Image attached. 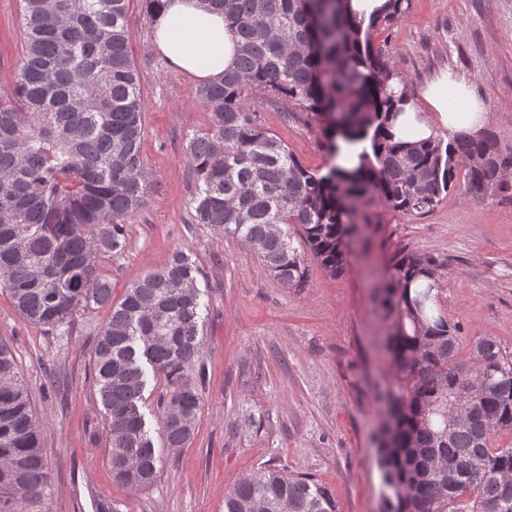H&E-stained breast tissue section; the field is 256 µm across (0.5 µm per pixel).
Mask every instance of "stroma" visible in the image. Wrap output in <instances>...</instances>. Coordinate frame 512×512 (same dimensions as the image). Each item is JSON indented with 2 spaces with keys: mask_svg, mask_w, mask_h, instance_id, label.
<instances>
[{
  "mask_svg": "<svg viewBox=\"0 0 512 512\" xmlns=\"http://www.w3.org/2000/svg\"><path fill=\"white\" fill-rule=\"evenodd\" d=\"M19 14L20 0H0V96L15 78ZM129 27L152 184L146 206L128 221L124 253L103 259L100 274L118 299L174 251L196 256L203 408L189 445L162 449L155 483L132 490L114 482L90 363L108 308L47 329L25 322L0 289V340L43 423L50 512H224L232 484L266 464L312 476L338 512H382L372 432L381 420L376 395L396 383L385 348L395 316L373 290L395 253L444 259L436 306L464 339L492 336L512 351V186L473 196L459 182L423 215L362 198L345 271L332 276L311 258L304 285L282 287L243 241L192 223L185 145L213 114L195 102V80L154 49L153 23L139 0ZM372 42L411 81L413 95L447 69L469 77L489 109L486 133L512 146V0H411L396 24L376 28ZM255 110L260 127L305 167H326L320 120L262 103Z\"/></svg>",
  "mask_w": 512,
  "mask_h": 512,
  "instance_id": "obj_1",
  "label": "stroma"
}]
</instances>
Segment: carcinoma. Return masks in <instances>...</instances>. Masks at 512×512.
Instances as JSON below:
<instances>
[{"label":"carcinoma","mask_w":512,"mask_h":512,"mask_svg":"<svg viewBox=\"0 0 512 512\" xmlns=\"http://www.w3.org/2000/svg\"><path fill=\"white\" fill-rule=\"evenodd\" d=\"M132 0H21L13 93L0 97V286L29 322L54 328L109 306L90 361L113 479L150 486L160 456L146 428L147 371L159 380L165 448L192 440L202 409L200 267L175 252L112 302L99 259L126 248L125 224L146 205L144 101L129 54ZM238 39L224 77L194 88L212 127L189 138L191 222L247 243L284 288H300L305 253L333 276L347 264L354 203L378 195L405 214L434 210L465 168L467 191L503 190L512 146L493 135L393 142L383 137L412 98L409 79L370 46L410 0L369 22L346 0H205ZM285 112L324 117L333 163L305 167L254 117L257 94ZM356 160L338 163L343 146ZM444 262L399 252L374 299L396 313L389 337L398 385L377 395L395 421L378 444L386 512H512V353L462 337L428 305ZM42 423L11 349L0 343V512H48ZM224 512H337L315 480L261 467L224 496Z\"/></svg>","instance_id":"carcinoma-1"}]
</instances>
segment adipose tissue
Listing matches in <instances>:
<instances>
[{"label": "adipose tissue", "mask_w": 512, "mask_h": 512, "mask_svg": "<svg viewBox=\"0 0 512 512\" xmlns=\"http://www.w3.org/2000/svg\"><path fill=\"white\" fill-rule=\"evenodd\" d=\"M154 45L170 64L201 81H214L233 68L236 40L224 23V14L210 9L203 0H162L154 21ZM423 104L408 101L395 120V138L420 141L439 136L479 137L488 113L471 82L448 70L431 81L422 93ZM431 115H423V105Z\"/></svg>", "instance_id": "ef3b65f1"}]
</instances>
